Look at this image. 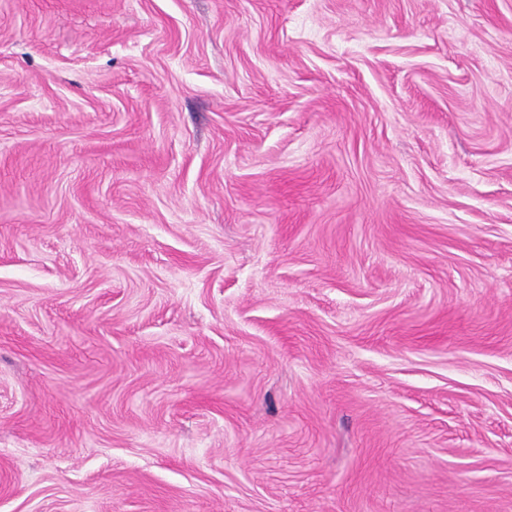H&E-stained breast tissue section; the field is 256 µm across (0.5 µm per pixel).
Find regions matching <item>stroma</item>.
Listing matches in <instances>:
<instances>
[{
	"mask_svg": "<svg viewBox=\"0 0 512 512\" xmlns=\"http://www.w3.org/2000/svg\"><path fill=\"white\" fill-rule=\"evenodd\" d=\"M0 512H512V0H0Z\"/></svg>",
	"mask_w": 512,
	"mask_h": 512,
	"instance_id": "35a3bbf8",
	"label": "stroma"
}]
</instances>
